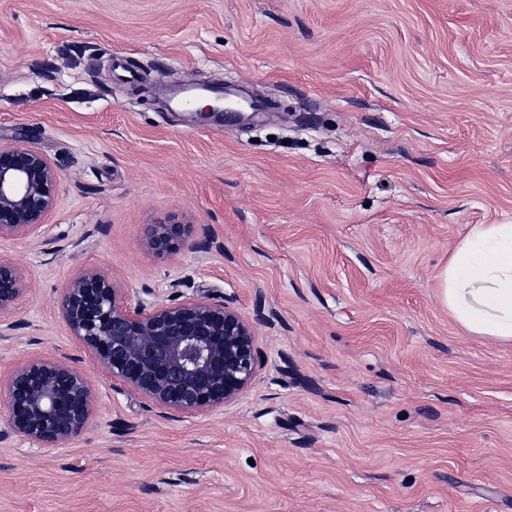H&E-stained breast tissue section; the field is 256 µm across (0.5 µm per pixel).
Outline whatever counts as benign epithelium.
Wrapping results in <instances>:
<instances>
[{"mask_svg": "<svg viewBox=\"0 0 512 512\" xmlns=\"http://www.w3.org/2000/svg\"><path fill=\"white\" fill-rule=\"evenodd\" d=\"M210 85L174 82L171 98ZM190 110L206 123L224 113L242 125L253 121L260 102L219 91ZM59 176L48 158L19 145H0V238L39 234L53 210ZM187 235L183 224H154L144 244L166 253ZM29 292L20 265L0 260V313ZM62 316L73 336L112 378L132 387L163 410L195 413L239 398L258 372L255 333L237 310L204 297L145 305L123 297L102 270L71 278L60 296ZM8 397L11 434L40 448H59L81 433L96 410L90 378L62 358L31 356L0 378Z\"/></svg>", "mask_w": 512, "mask_h": 512, "instance_id": "1", "label": "benign epithelium"}]
</instances>
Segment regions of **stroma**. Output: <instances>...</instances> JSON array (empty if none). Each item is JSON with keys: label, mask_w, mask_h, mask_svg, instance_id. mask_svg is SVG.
<instances>
[{"label": "stroma", "mask_w": 512, "mask_h": 512, "mask_svg": "<svg viewBox=\"0 0 512 512\" xmlns=\"http://www.w3.org/2000/svg\"><path fill=\"white\" fill-rule=\"evenodd\" d=\"M190 78L274 108L164 110ZM0 144L62 176L42 233L0 238L32 286L0 376L63 353L100 396L65 447L0 435V512H512V344L437 280L512 222V0H0ZM165 222L190 234L157 254ZM88 268L237 309L255 384L163 416L63 321ZM186 235L184 224H154L148 230L144 244L152 251L166 253L179 246Z\"/></svg>", "instance_id": "35a3bbf8"}]
</instances>
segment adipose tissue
<instances>
[{
  "instance_id": "obj_1",
  "label": "adipose tissue",
  "mask_w": 512,
  "mask_h": 512,
  "mask_svg": "<svg viewBox=\"0 0 512 512\" xmlns=\"http://www.w3.org/2000/svg\"><path fill=\"white\" fill-rule=\"evenodd\" d=\"M441 301L468 332L512 342V224H473L439 274Z\"/></svg>"
}]
</instances>
